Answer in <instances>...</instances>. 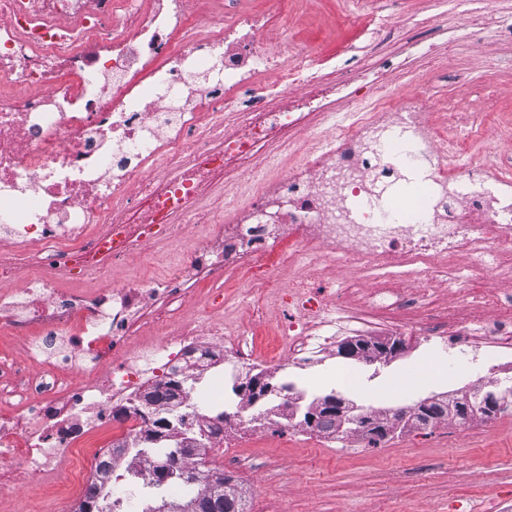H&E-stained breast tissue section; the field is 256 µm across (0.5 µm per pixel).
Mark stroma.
<instances>
[{"label": "stroma", "instance_id": "obj_1", "mask_svg": "<svg viewBox=\"0 0 512 512\" xmlns=\"http://www.w3.org/2000/svg\"><path fill=\"white\" fill-rule=\"evenodd\" d=\"M378 14L405 24L410 46L386 37L367 53L352 54L360 31L344 24L341 0H305L294 12L296 41L335 55L328 77L340 79L369 56L408 53L411 69L431 75L430 91L463 107L479 106L486 93L512 113V37L479 43L459 27L457 0H374ZM222 293L217 320L248 325L258 314L274 318L260 291L240 287L235 277L202 285L203 296ZM446 353L436 343L409 338L404 353L387 363L352 364L333 354L325 360L277 367L263 363L276 381L291 380L306 399L329 394L341 368L353 365L359 384L350 399L378 408L415 404L435 393L466 385L435 372ZM216 466L238 476L251 512H490L494 501L512 503V414L497 415L450 431L436 426L395 436L378 446L355 434L336 439L310 431L264 430L236 448L214 449Z\"/></svg>", "mask_w": 512, "mask_h": 512}]
</instances>
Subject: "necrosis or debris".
Listing matches in <instances>:
<instances>
[{
	"label": "necrosis or debris",
	"instance_id": "necrosis-or-debris-1",
	"mask_svg": "<svg viewBox=\"0 0 512 512\" xmlns=\"http://www.w3.org/2000/svg\"><path fill=\"white\" fill-rule=\"evenodd\" d=\"M288 27L287 12L237 7L202 27L184 0H0V334L30 341L27 359L0 358V502L37 480L59 512L93 484L122 496L115 473H152L122 449L167 415L151 396L170 382L203 424L225 354L257 363L242 337L261 321L182 307L230 272L275 285L278 362L382 322L446 343L467 377L479 357L512 372V292L495 287L512 278V158L485 131L495 100L445 106L418 74L389 87L396 56L330 80L309 47H267ZM341 98L352 111L331 122ZM410 181L416 207H391ZM279 246L304 261L284 288ZM137 258L159 274L110 282ZM335 263L349 277H318Z\"/></svg>",
	"mask_w": 512,
	"mask_h": 512
}]
</instances>
